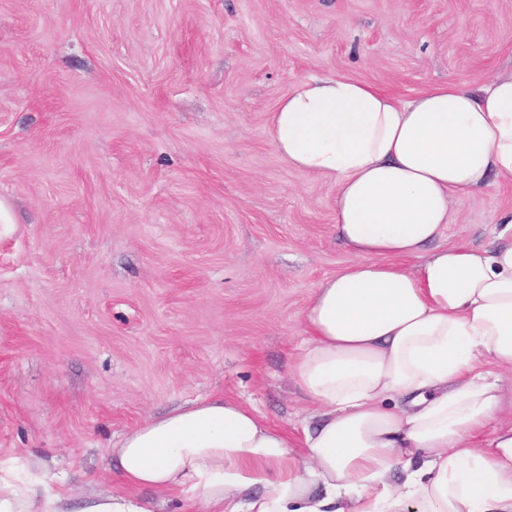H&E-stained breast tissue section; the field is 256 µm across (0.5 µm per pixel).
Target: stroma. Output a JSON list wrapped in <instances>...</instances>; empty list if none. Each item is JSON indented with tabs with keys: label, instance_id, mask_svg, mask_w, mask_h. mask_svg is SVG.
Returning a JSON list of instances; mask_svg holds the SVG:
<instances>
[{
	"label": "stroma",
	"instance_id": "stroma-1",
	"mask_svg": "<svg viewBox=\"0 0 512 512\" xmlns=\"http://www.w3.org/2000/svg\"><path fill=\"white\" fill-rule=\"evenodd\" d=\"M512 68V0H0V458L117 490L113 441L221 394L289 441L315 286L352 256L270 115L336 74L409 98ZM483 246L512 182L454 200Z\"/></svg>",
	"mask_w": 512,
	"mask_h": 512
}]
</instances>
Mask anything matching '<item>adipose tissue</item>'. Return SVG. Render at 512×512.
Wrapping results in <instances>:
<instances>
[{
	"instance_id": "adipose-tissue-1",
	"label": "adipose tissue",
	"mask_w": 512,
	"mask_h": 512,
	"mask_svg": "<svg viewBox=\"0 0 512 512\" xmlns=\"http://www.w3.org/2000/svg\"><path fill=\"white\" fill-rule=\"evenodd\" d=\"M280 158L336 182L353 260L315 287L294 378L317 421L299 443L208 395L113 442L119 490L81 512H512V424L489 429L512 367V242L430 251L452 198L512 182V69L408 99L345 76L298 81L270 116ZM400 482H392L394 470ZM64 480L0 460V512H70Z\"/></svg>"
}]
</instances>
